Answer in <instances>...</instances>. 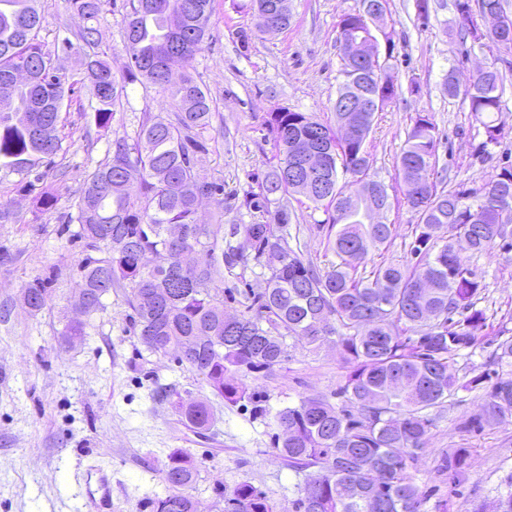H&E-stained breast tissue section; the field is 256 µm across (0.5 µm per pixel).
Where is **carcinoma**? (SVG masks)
Returning a JSON list of instances; mask_svg holds the SVG:
<instances>
[{
	"label": "carcinoma",
	"instance_id": "1",
	"mask_svg": "<svg viewBox=\"0 0 512 512\" xmlns=\"http://www.w3.org/2000/svg\"><path fill=\"white\" fill-rule=\"evenodd\" d=\"M83 25L73 38L48 47L40 37L42 17L37 0H0V170L25 179L24 190L36 193L41 212L54 209L60 186L37 188L40 168L64 150L62 113L76 91L87 92L79 111L93 113L94 124L107 132L126 86L152 85L168 94L173 117L146 112L135 137L112 140L111 156L90 171L73 211L64 223L79 224L85 246L101 253L86 256L76 309L91 316L103 298L128 291L129 323L145 349L174 354L202 375L213 394L229 404L256 399L238 374L270 371L285 358L287 337L303 339L314 349L329 337L340 348L346 373L336 395L338 407L324 397H310L273 415L280 430L276 449L288 467L308 472L299 496L287 512H425L427 496L415 482L413 462L425 450L434 417L462 388L456 356L473 349L484 326V313L473 307L479 293L477 275L460 259L455 241L465 239L475 252L489 253L496 241L509 246L512 236V167L502 166L476 188L449 192L436 171L439 132L432 116L419 113L397 158L398 185L380 183L392 200L402 196L418 217L412 261L378 264L360 271L368 256L391 244L394 225L364 224L358 215L342 214L343 202L370 177L371 154L365 143L376 113L360 112V133L346 137L340 126L286 107L268 113L264 139L277 151L276 166L244 195L251 216L243 225L251 240L249 256L224 240V207L237 195H224V182L201 167L209 153L212 101L189 73L188 63L210 38L214 0H129L125 41L126 72L117 77L102 48L99 21L106 0H66ZM279 0H247L254 27L236 31L242 49L256 34H272L290 25L277 11ZM459 35L472 37L474 16H504V0H453ZM388 14V0H361V8L339 15L337 47L342 83L335 103L348 107L379 85L385 103L399 90L388 56H359L353 37L374 32L378 17ZM351 29H346V26ZM83 55L81 68L67 72L60 44ZM503 77L496 63L477 71L465 90L470 111L484 128L482 151L500 144ZM308 175L319 183L307 200L324 208L327 238L338 262L322 273L304 262L272 224L289 220L288 197L300 193ZM219 209L213 224L198 218L203 200ZM444 229L448 241L430 246ZM157 258L153 264L148 256ZM269 271L266 287L250 292L245 311L230 320L224 297L215 288L224 265L249 261ZM53 279L38 276L22 292L31 314L45 306ZM493 364L502 374L486 391L479 420L462 428L512 422V336L499 339ZM172 407L190 426L206 430L213 423L204 401L178 396ZM164 478L169 492L151 501V512H199L187 493L197 479L192 462L169 455ZM224 512H282L268 495L243 479L224 489Z\"/></svg>",
	"mask_w": 512,
	"mask_h": 512
}]
</instances>
